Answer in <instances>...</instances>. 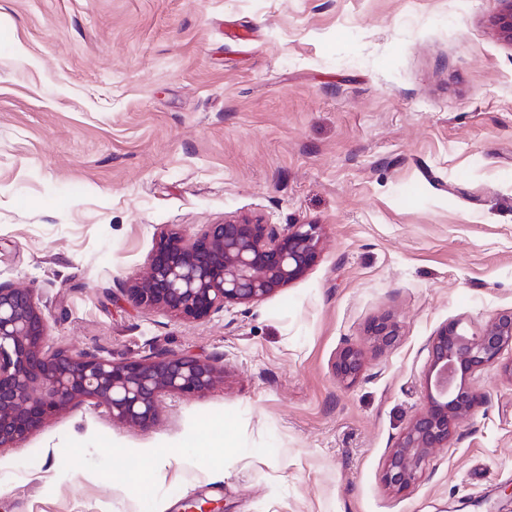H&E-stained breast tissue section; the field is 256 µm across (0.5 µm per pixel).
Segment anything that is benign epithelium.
Segmentation results:
<instances>
[{
  "label": "benign epithelium",
  "mask_w": 512,
  "mask_h": 512,
  "mask_svg": "<svg viewBox=\"0 0 512 512\" xmlns=\"http://www.w3.org/2000/svg\"><path fill=\"white\" fill-rule=\"evenodd\" d=\"M497 36L512 42V0H500L492 20ZM321 249L318 224H266L241 215L206 224L187 236L164 229L148 257L146 275L122 296L136 308L184 319H207L237 304L264 300L301 279ZM441 327L430 342L427 402L406 428L385 466L383 480L403 490L418 478L429 451L448 443L455 422L478 401L471 375L498 362L512 346V311L492 318L478 335ZM369 336L382 346L397 336L388 317ZM363 366L359 349L337 351L333 369L353 383ZM224 378L217 359L164 352L113 361L95 352L49 344L39 289L0 281V450L16 448L52 417L84 401L105 406L112 418L150 428L168 393L204 394Z\"/></svg>",
  "instance_id": "benign-epithelium-1"
}]
</instances>
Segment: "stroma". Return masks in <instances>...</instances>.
<instances>
[{"label": "stroma", "instance_id": "1", "mask_svg": "<svg viewBox=\"0 0 512 512\" xmlns=\"http://www.w3.org/2000/svg\"><path fill=\"white\" fill-rule=\"evenodd\" d=\"M498 0H0V279L51 341L224 362L155 426L92 402L0 453V512H512V362L419 479L383 471L426 405L430 340L512 311V44ZM317 224L300 280L202 321L113 301L163 225ZM389 316L387 348L367 335ZM363 369L341 383L336 352ZM228 421L237 453L195 443ZM144 448H181L146 487ZM500 8L492 26L500 39L512 42V0H499ZM362 366L361 351L351 346H345L338 350L333 362L336 377L347 384L353 383L358 378Z\"/></svg>", "mask_w": 512, "mask_h": 512}]
</instances>
